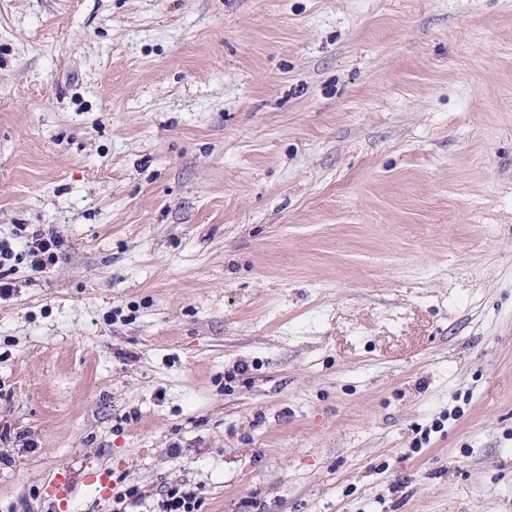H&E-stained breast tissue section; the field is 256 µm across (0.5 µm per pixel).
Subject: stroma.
Returning <instances> with one entry per match:
<instances>
[{
  "label": "stroma",
  "mask_w": 512,
  "mask_h": 512,
  "mask_svg": "<svg viewBox=\"0 0 512 512\" xmlns=\"http://www.w3.org/2000/svg\"><path fill=\"white\" fill-rule=\"evenodd\" d=\"M0 242V512H512V0H0ZM56 242L51 237L45 236L38 230L33 231L30 241L27 240V253L26 256L30 259V265L35 269H42L45 267L51 258L53 252L51 250L56 247ZM161 500L157 503L159 510H145L148 512H196L200 503L192 490H187L182 485H171L163 491Z\"/></svg>",
  "instance_id": "1"
}]
</instances>
